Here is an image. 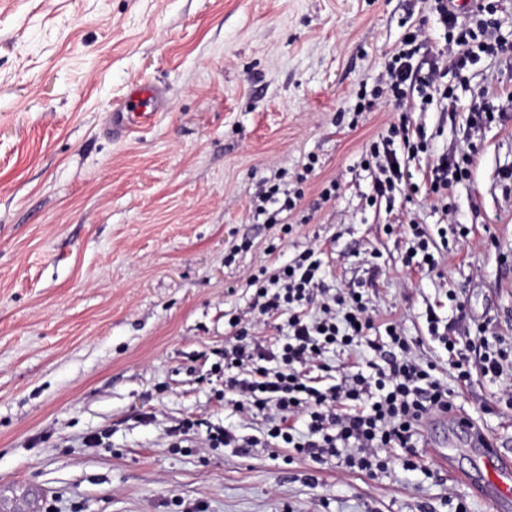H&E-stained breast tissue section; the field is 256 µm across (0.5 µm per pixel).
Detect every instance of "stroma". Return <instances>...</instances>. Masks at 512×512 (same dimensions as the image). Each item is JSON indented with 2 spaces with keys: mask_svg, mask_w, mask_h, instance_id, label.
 <instances>
[{
  "mask_svg": "<svg viewBox=\"0 0 512 512\" xmlns=\"http://www.w3.org/2000/svg\"><path fill=\"white\" fill-rule=\"evenodd\" d=\"M420 20L443 44L429 0H0V485L15 512H175L178 499L208 512H451L457 498L498 512L458 479L473 468L466 436L435 419L415 470L392 448L376 475L288 448L171 445L185 418L264 428L220 401L217 353L229 318L252 317L246 276L265 248L279 242L285 263L317 241L327 287L367 289L374 336L399 321L457 411L512 456L500 391L512 367L497 384L460 382L426 324L435 310L464 342L485 321L512 347V111L467 121L477 97L512 93V57L449 70L454 99L410 115L429 143L405 158L413 172L477 147L452 217L421 190L368 200L365 147L399 115L355 111L356 93ZM144 81L164 92L156 122L113 138L109 113ZM266 180L303 191L288 236L253 215ZM399 218L447 238L436 271L405 267ZM95 434L102 445L88 446Z\"/></svg>",
  "mask_w": 512,
  "mask_h": 512,
  "instance_id": "35a3bbf8",
  "label": "stroma"
}]
</instances>
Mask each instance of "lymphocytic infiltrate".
I'll return each instance as SVG.
<instances>
[{
    "label": "lymphocytic infiltrate",
    "mask_w": 512,
    "mask_h": 512,
    "mask_svg": "<svg viewBox=\"0 0 512 512\" xmlns=\"http://www.w3.org/2000/svg\"><path fill=\"white\" fill-rule=\"evenodd\" d=\"M432 12L444 29L443 49L430 50L424 28L411 26L377 83L359 90L356 111L369 112L381 103L398 110L412 95L419 98L420 110H427L434 100L452 96L445 82L449 67L464 69L482 53L512 55V42L498 34L492 0H477L475 9L464 17L452 0H432ZM420 51L426 54L421 66L413 62ZM427 149L424 133L412 128L408 119L389 124L366 151L380 172L372 184L373 197H391L400 184L411 180V173L399 165L400 152L416 154ZM475 153L470 146L459 160L442 156L431 166L426 194L444 212H451L449 192L468 176ZM266 254L264 264L247 279L254 289L257 317L225 340L221 368L224 390L234 395L236 409L265 416L266 429L257 439L188 419L175 430L179 442L194 448L284 446L297 456L317 461L334 458L369 473L387 469V449L403 448L407 451L404 469H414L423 425L454 410L447 384L435 376L432 364L413 356L401 323L386 325L384 341L369 338L374 320L368 301L353 288L343 296L331 294L324 285L320 249L306 248L284 264L275 247H268ZM272 318L283 319L287 331L283 339L266 345L258 328ZM427 323L430 336L447 345L458 379L469 380L476 372L492 380L502 376L512 356L495 347L488 324H476L473 340L459 346L441 330L435 311H428ZM361 344L374 353L366 371L325 383V354L336 347Z\"/></svg>",
    "instance_id": "f902f5d3"
}]
</instances>
